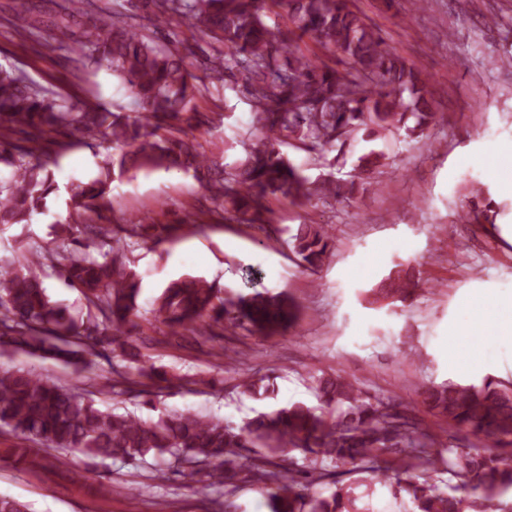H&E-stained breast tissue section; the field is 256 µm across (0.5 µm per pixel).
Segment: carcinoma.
Here are the masks:
<instances>
[{
	"instance_id": "carcinoma-1",
	"label": "carcinoma",
	"mask_w": 512,
	"mask_h": 512,
	"mask_svg": "<svg viewBox=\"0 0 512 512\" xmlns=\"http://www.w3.org/2000/svg\"><path fill=\"white\" fill-rule=\"evenodd\" d=\"M86 0H64L60 11L31 24L47 33L88 17L72 51L85 69L107 67L135 100L134 113L114 110L76 92L61 93L0 66V165L10 177L0 184V226L30 224L58 195L67 218L53 229L74 245L58 258L45 249H25L0 265V345L67 365L87 364L111 349L135 364L136 375L154 386L167 374L144 359L133 339L138 327L139 283L128 253L147 242L153 224L130 215L114 230L95 223L108 209L114 181L140 173L175 171L198 180L218 215L241 224L269 223V200L283 198L304 208L314 200L350 199L378 189L373 174L385 156H358L354 174L311 179L280 150L285 140L313 154H346L354 143L400 130L416 139L436 119L423 71L396 55L381 32L349 6V0H109L87 15ZM147 23L129 24L137 4ZM309 35L340 57L336 69L319 56L288 43L280 20ZM184 22L219 44L206 70L242 87L263 145L230 161L213 158L188 132L212 129L214 118L197 111L199 88L188 55L159 30ZM26 133L20 143L10 140ZM61 131L56 154L74 148L109 150L98 175L65 186L55 179V157L45 151L43 133ZM301 264L317 269L330 248L322 224H299L291 235ZM99 250L95 257L90 247ZM59 268L70 288L94 309L92 326L47 292L42 272ZM156 320L174 336L210 335L214 323L226 329L276 336L297 318L282 294H251L188 276L170 282L155 300ZM236 388L251 397L275 393L267 374L241 380ZM319 405L295 402L259 412L239 427L213 417L161 412L143 421L128 411L102 410L74 388L24 369H0V424L27 442L57 453L72 450L101 459L163 460L176 471L190 469L202 481L228 491L242 479L271 483L270 512H366L357 506L353 485L337 476L363 474L368 485L388 483L398 471L408 476L393 495L406 492L417 512H512V389L486 382L432 386L425 401L448 425L485 442L436 447L434 435L389 403L354 382L315 380ZM290 456L292 468L279 475L273 460ZM334 478L335 489L313 491L315 481Z\"/></svg>"
}]
</instances>
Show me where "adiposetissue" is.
I'll return each instance as SVG.
<instances>
[{"instance_id": "obj_1", "label": "adipose tissue", "mask_w": 512, "mask_h": 512, "mask_svg": "<svg viewBox=\"0 0 512 512\" xmlns=\"http://www.w3.org/2000/svg\"><path fill=\"white\" fill-rule=\"evenodd\" d=\"M474 322L488 324L495 335L512 344V295L490 291L458 313L453 328L448 332L447 356L450 367L494 356L495 347L481 348L467 340L469 326Z\"/></svg>"}]
</instances>
